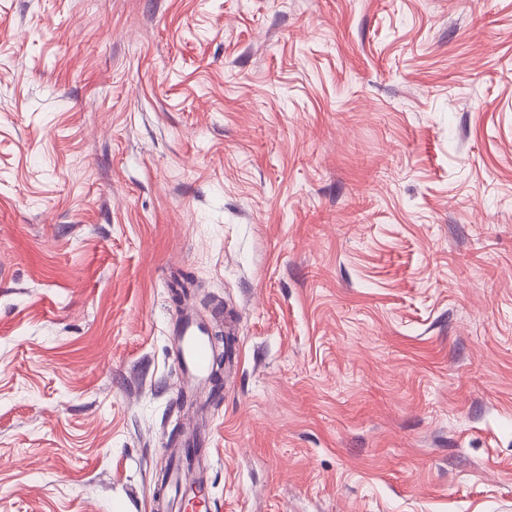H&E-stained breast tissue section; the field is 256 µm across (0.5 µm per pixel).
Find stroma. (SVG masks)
I'll use <instances>...</instances> for the list:
<instances>
[{
  "instance_id": "stroma-1",
  "label": "stroma",
  "mask_w": 512,
  "mask_h": 512,
  "mask_svg": "<svg viewBox=\"0 0 512 512\" xmlns=\"http://www.w3.org/2000/svg\"><path fill=\"white\" fill-rule=\"evenodd\" d=\"M194 432L213 512H512V0H0V512ZM205 328L206 324L187 309L170 329L178 379L176 400L187 399L199 390L209 391L212 350Z\"/></svg>"
}]
</instances>
